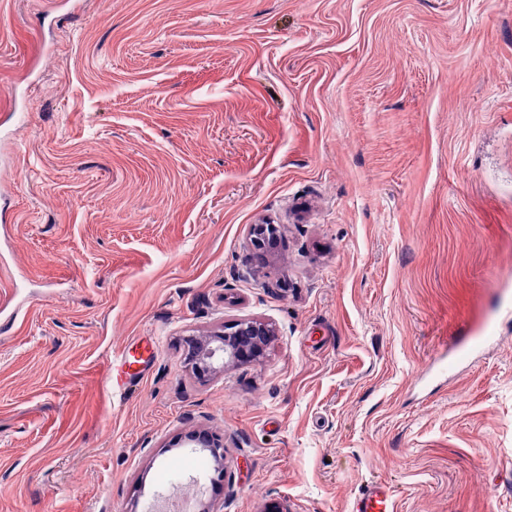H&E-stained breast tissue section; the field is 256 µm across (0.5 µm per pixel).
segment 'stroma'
I'll list each match as a JSON object with an SVG mask.
<instances>
[{
  "instance_id": "stroma-1",
  "label": "stroma",
  "mask_w": 512,
  "mask_h": 512,
  "mask_svg": "<svg viewBox=\"0 0 512 512\" xmlns=\"http://www.w3.org/2000/svg\"><path fill=\"white\" fill-rule=\"evenodd\" d=\"M244 318L266 358L186 367ZM372 482L512 512V7L0 0V512ZM131 357L133 359H131ZM137 360L135 355H131L129 352L122 353L112 363V369L109 374V379L112 375V384L116 383L117 386H121V382L128 379H133L139 376L140 372L136 366Z\"/></svg>"
}]
</instances>
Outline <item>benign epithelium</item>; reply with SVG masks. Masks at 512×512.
Returning a JSON list of instances; mask_svg holds the SVG:
<instances>
[{"mask_svg":"<svg viewBox=\"0 0 512 512\" xmlns=\"http://www.w3.org/2000/svg\"><path fill=\"white\" fill-rule=\"evenodd\" d=\"M276 231L274 224L254 225L252 245L264 247L275 237ZM275 336V329L265 321L240 320L222 331L190 340L187 361L202 376L229 366L248 364L264 357ZM189 441L219 457L224 455V444L205 431L193 432Z\"/></svg>","mask_w":512,"mask_h":512,"instance_id":"benign-epithelium-1","label":"benign epithelium"}]
</instances>
